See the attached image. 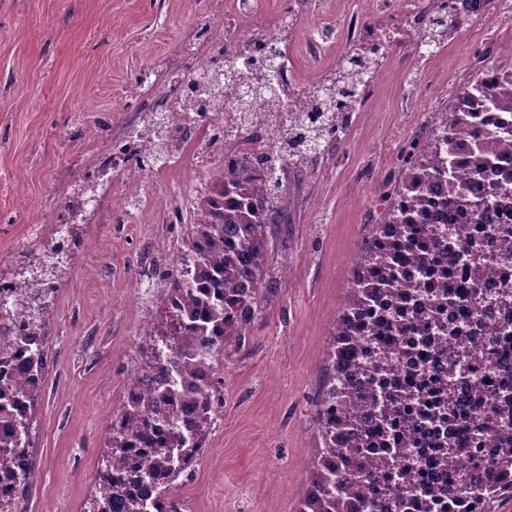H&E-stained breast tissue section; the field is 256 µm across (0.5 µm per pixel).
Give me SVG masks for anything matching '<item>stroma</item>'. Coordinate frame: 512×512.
<instances>
[{
	"instance_id": "35a3bbf8",
	"label": "stroma",
	"mask_w": 512,
	"mask_h": 512,
	"mask_svg": "<svg viewBox=\"0 0 512 512\" xmlns=\"http://www.w3.org/2000/svg\"><path fill=\"white\" fill-rule=\"evenodd\" d=\"M236 0H0V272L39 251L47 214L72 222L68 207L87 186L129 203V221L87 215L97 245L71 261L42 316L48 336L45 401L32 424L38 465L28 512H87L113 411L139 361L144 327L163 310L140 262L174 256L173 211L192 214L208 188L195 164L206 139L187 144L143 177L113 171L93 182L95 146L142 129L165 94H137L147 69L197 65L203 23L222 22ZM464 41L430 61L401 43L377 78L370 108L326 144L302 173L286 170L294 198L286 233L269 247L262 311L242 348L224 352V412L214 424L193 482L178 486L197 512H298L309 490L320 431L315 404L332 326L352 286L354 262L384 209L378 190L398 171L423 115L448 109L445 77L468 75ZM157 203L140 204V183ZM144 295L132 299L134 289Z\"/></svg>"
}]
</instances>
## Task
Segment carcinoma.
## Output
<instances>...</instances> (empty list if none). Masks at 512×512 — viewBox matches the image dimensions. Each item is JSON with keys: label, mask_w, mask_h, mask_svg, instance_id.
Listing matches in <instances>:
<instances>
[{"label": "carcinoma", "mask_w": 512, "mask_h": 512, "mask_svg": "<svg viewBox=\"0 0 512 512\" xmlns=\"http://www.w3.org/2000/svg\"><path fill=\"white\" fill-rule=\"evenodd\" d=\"M447 28L441 15L430 19L424 43L431 47ZM271 66L258 72L247 63L236 70H215L204 84V94L217 107L229 104L238 115V128L258 124L256 107L275 99L270 82ZM373 78L371 65L352 58L341 66L331 84L314 95V111L283 125L271 153L294 166H308L320 146L338 128L336 96H352ZM472 95L490 110L512 112V77L478 84L463 82L456 96ZM436 132L422 139L414 136L404 147L397 181L386 183V215L370 242L360 251L354 269V287L336 318L321 388L317 418L321 446L316 450L309 491L300 512H431L440 502L406 498L404 490L414 478L415 463L407 451L412 435L399 431L398 421L413 417L420 391L412 379L384 392L377 400L381 374L415 354L410 336H427L445 330L439 311L448 306L468 322L478 315L492 335H508L506 327L493 323L494 314L512 311V273L507 271L496 289L481 288L485 269L500 262L512 264V225L501 224L495 233L469 250L463 288L453 280L456 264L453 212H472L477 222L500 201L512 196V129L483 127L473 112L451 106L442 113ZM466 166L474 176L488 170L500 175L491 191L482 195L460 182L457 169ZM293 198L283 185L275 160L266 159L257 169L237 159L224 158V166L210 180L208 194L193 212L188 242L180 255L192 260L190 275L177 270H156L162 282L157 303L165 312L160 328L146 333L140 348L137 376L127 393L119 421L112 423L98 482H108L109 494H95L89 512H146L144 500L129 493L130 484L159 481L158 512H179L172 500L174 488L187 480L190 468L202 455L208 434L224 408V380L214 374V362L232 345L241 347L261 308L264 277L271 240L278 225L289 223ZM66 253L61 246L43 244L16 273L19 288L16 310L34 324L42 311L31 306L37 300L27 288L52 279L45 261ZM414 267L425 275L448 280L430 304L426 316L405 313V287L399 272ZM26 366L44 375L47 346L27 351ZM476 376L493 401L475 412L474 449L482 448L485 425L505 426L500 446L480 460L476 476L456 478L455 446L443 457L440 495L448 498V512H489L490 503L512 493V398L499 395L492 354L472 345L448 350V377L440 389L448 391L442 405L453 414L462 397L456 395L461 378ZM44 401V384L26 388L0 383V472L24 485L34 473L15 471L14 449L20 447L18 425L30 434ZM378 406L367 421L361 409ZM167 428L165 440L149 449L146 468L112 475V467L136 442L157 426Z\"/></svg>", "instance_id": "cac0c4a2"}]
</instances>
